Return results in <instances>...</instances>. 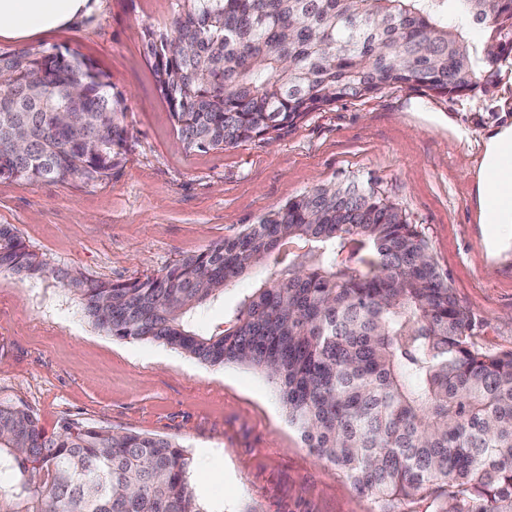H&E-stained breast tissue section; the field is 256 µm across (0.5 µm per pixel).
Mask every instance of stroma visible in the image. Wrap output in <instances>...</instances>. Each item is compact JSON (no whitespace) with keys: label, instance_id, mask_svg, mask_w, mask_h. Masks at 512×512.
I'll use <instances>...</instances> for the list:
<instances>
[{"label":"stroma","instance_id":"obj_1","mask_svg":"<svg viewBox=\"0 0 512 512\" xmlns=\"http://www.w3.org/2000/svg\"><path fill=\"white\" fill-rule=\"evenodd\" d=\"M176 0H100L68 27L0 50L69 52L108 75L130 131L121 164L101 182L0 179V224L30 251L85 278L132 281L240 232L315 186L376 179L421 225L434 259L471 315L475 340L512 350V248L489 255L473 221L470 147L501 106L512 108V56L468 91L440 97L390 86L308 113L271 140L187 151L160 94L145 28H170ZM273 265L256 268L199 312L202 332ZM0 401L50 432L67 421L175 440L208 512H379L289 425L275 387L244 366H206L168 346L95 327L80 298L51 278L0 274Z\"/></svg>","mask_w":512,"mask_h":512}]
</instances>
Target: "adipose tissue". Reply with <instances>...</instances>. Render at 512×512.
<instances>
[{
    "label": "adipose tissue",
    "mask_w": 512,
    "mask_h": 512,
    "mask_svg": "<svg viewBox=\"0 0 512 512\" xmlns=\"http://www.w3.org/2000/svg\"><path fill=\"white\" fill-rule=\"evenodd\" d=\"M98 0H0V39L22 40L66 27L96 10ZM475 160L476 221L487 228L485 244L496 253L512 238V116L490 124Z\"/></svg>",
    "instance_id": "adipose-tissue-1"
}]
</instances>
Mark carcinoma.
Here are the masks:
<instances>
[{"label": "carcinoma", "mask_w": 512, "mask_h": 512, "mask_svg": "<svg viewBox=\"0 0 512 512\" xmlns=\"http://www.w3.org/2000/svg\"><path fill=\"white\" fill-rule=\"evenodd\" d=\"M147 28L157 87L188 150L278 132L391 85L469 90L512 49V0H176ZM486 25L482 49L468 30ZM107 76L74 54L0 53V178L112 176L128 139ZM274 260L211 334L195 313ZM51 276L121 340L209 366L238 364L279 391L319 459L398 512H512V351L474 340L427 237L374 181L321 185L143 279L88 281L0 224V273ZM180 444L66 422L47 432L0 402V512H206Z\"/></svg>", "instance_id": "obj_1"}]
</instances>
